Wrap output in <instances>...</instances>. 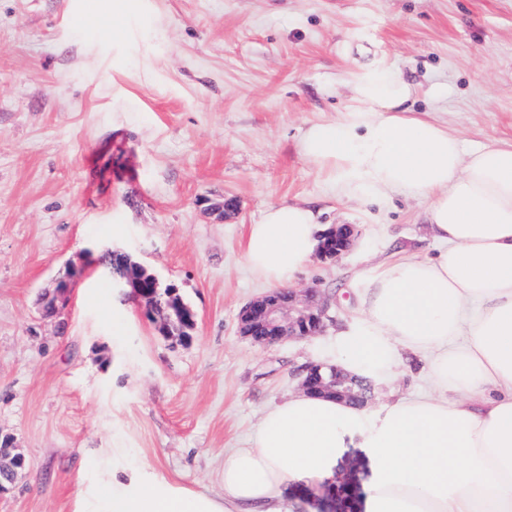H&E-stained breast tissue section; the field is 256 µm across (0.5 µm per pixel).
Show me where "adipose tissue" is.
Listing matches in <instances>:
<instances>
[{"label": "adipose tissue", "mask_w": 512, "mask_h": 512, "mask_svg": "<svg viewBox=\"0 0 512 512\" xmlns=\"http://www.w3.org/2000/svg\"><path fill=\"white\" fill-rule=\"evenodd\" d=\"M342 119L310 124L299 149L337 196L430 200L445 247L365 271L360 316L337 330L346 373L396 375L402 352L424 355L431 394L371 411L297 392L268 408L247 447L224 455L209 495L152 479L147 466L85 468L78 512H283L289 483L321 489L344 449H366L375 476L366 512H512V144L463 153L459 138L411 112L418 88L378 66L353 73ZM313 210L269 207L249 225L253 273L288 286L319 244Z\"/></svg>", "instance_id": "1"}]
</instances>
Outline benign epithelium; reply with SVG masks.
<instances>
[{
	"instance_id": "1",
	"label": "benign epithelium",
	"mask_w": 512,
	"mask_h": 512,
	"mask_svg": "<svg viewBox=\"0 0 512 512\" xmlns=\"http://www.w3.org/2000/svg\"><path fill=\"white\" fill-rule=\"evenodd\" d=\"M353 243V227L336 224L319 235L316 256L333 262ZM104 256L122 258L115 286L125 296L143 306L150 315L159 317L164 333L178 341L190 339L196 326V314L178 295L177 287L162 282L156 275L120 249L108 250ZM331 317L327 303L318 299L317 290L297 292L288 288L272 289L247 303L240 311V333L260 345H275L287 340H304L323 333ZM301 389L309 394L322 393L363 405L367 395L355 390L356 380L334 366L309 364L302 369ZM24 458L13 456L0 460V478L12 482Z\"/></svg>"
}]
</instances>
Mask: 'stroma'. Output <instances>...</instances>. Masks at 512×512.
Instances as JSON below:
<instances>
[{"mask_svg":"<svg viewBox=\"0 0 512 512\" xmlns=\"http://www.w3.org/2000/svg\"><path fill=\"white\" fill-rule=\"evenodd\" d=\"M372 66L418 85L411 110L465 150L512 143V0H0V443L26 461L0 512H77L85 455L111 448L220 492L225 450L299 391L304 365L335 360L336 328L360 314L358 275L436 254L426 197L339 198L299 152ZM288 202L356 240L293 283L329 300L332 327L261 346L238 315L270 286L242 245ZM112 245L178 285L197 316L190 343L113 295L98 263ZM64 278L68 303L47 313ZM428 390L414 359L375 382L369 406ZM337 469L364 512L365 449H344Z\"/></svg>","mask_w":512,"mask_h":512,"instance_id":"stroma-1","label":"stroma"}]
</instances>
